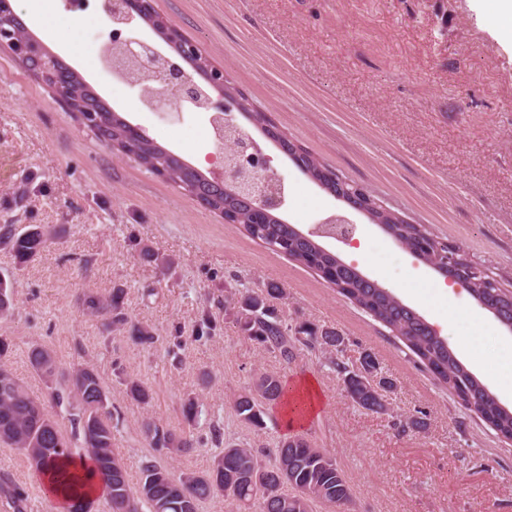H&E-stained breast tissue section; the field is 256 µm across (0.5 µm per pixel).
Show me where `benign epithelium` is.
Listing matches in <instances>:
<instances>
[{"mask_svg": "<svg viewBox=\"0 0 512 512\" xmlns=\"http://www.w3.org/2000/svg\"><path fill=\"white\" fill-rule=\"evenodd\" d=\"M13 0H0V49L8 50L36 79L53 82V89L61 91L60 82L71 70L62 58L51 52L34 36L24 37L20 30L26 28L12 6ZM101 10L109 22L107 40L103 49V62L112 73L131 86L145 82L157 85L146 90L141 100L150 108L191 107L208 112L218 132V142L224 150V174L221 177L201 178V174L188 165L179 155L167 152L165 168H183L192 178L186 192L199 204L222 195L224 211L232 214L239 206H248L257 214L256 223L267 224L278 217L284 203L282 179L271 167L270 158L259 144L247 135L234 121V112H241L244 105L239 98L224 91V67L214 63L202 53L199 45L167 24L154 11V0H102ZM134 21L146 23L173 51L167 55L146 40L133 35H123V27ZM190 63L194 73H189L181 62ZM202 82H197L194 75ZM73 111L78 113L87 128L93 130L104 142H111L112 107L88 84L75 93ZM266 138L279 145L283 152L299 166L309 160L300 146L290 141L278 129L262 126ZM336 191L332 195L354 211L373 216L374 212L388 213L371 190L341 177L334 178ZM354 225L342 217H331L317 225L311 232L302 234L306 239L315 236L331 237L347 242L353 238ZM469 263L462 251L448 247L442 254L441 266L445 276L456 283L460 264Z\"/></svg>", "mask_w": 512, "mask_h": 512, "instance_id": "obj_1", "label": "benign epithelium"}]
</instances>
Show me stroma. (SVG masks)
<instances>
[{
	"label": "stroma",
	"instance_id": "obj_1",
	"mask_svg": "<svg viewBox=\"0 0 512 512\" xmlns=\"http://www.w3.org/2000/svg\"><path fill=\"white\" fill-rule=\"evenodd\" d=\"M157 11L222 65L242 93L288 137L336 173L370 189L413 224L430 227L495 276L512 279V40L499 32L487 0H155ZM61 38L45 46L64 54L77 44L79 76L130 123L210 176L221 150L196 112L154 110L137 89L101 62L108 30L98 13L80 16L57 4ZM237 123L258 138L284 179L282 218L300 231L345 205L262 139L246 115ZM357 241L320 244L376 280L428 321L445 340L481 333L487 351L511 331L488 310L480 322H445L430 299L440 274L376 223L353 215ZM51 231L23 271L0 247V276H13L14 309L0 318L13 344V370L39 396L63 433L71 424L29 365L42 345L61 367L94 366L107 393L131 488L146 461L174 474H205L226 441L270 444L284 435L278 411L264 429L236 414L234 400L257 373L311 378L321 408L301 431L334 453L353 496L316 512H512V442L471 414L393 334L313 271L252 240L184 191L113 150L56 101L12 55L0 50V224ZM157 260L145 263L141 248ZM275 285L269 302L296 327L310 323L343 337V358L378 360L393 387L389 409L355 405L319 349L291 364L258 347L224 312L234 288ZM125 291L133 324L149 326L152 346L106 330L85 315V291ZM210 334L198 335L202 319ZM136 380L148 403L131 395ZM198 398L188 424L183 406ZM423 412V431L397 432L396 416ZM152 420L191 431V452L156 456L143 432ZM25 492L22 510L0 493V512H47L41 479L23 451L0 443V485Z\"/></svg>",
	"mask_w": 512,
	"mask_h": 512
}]
</instances>
